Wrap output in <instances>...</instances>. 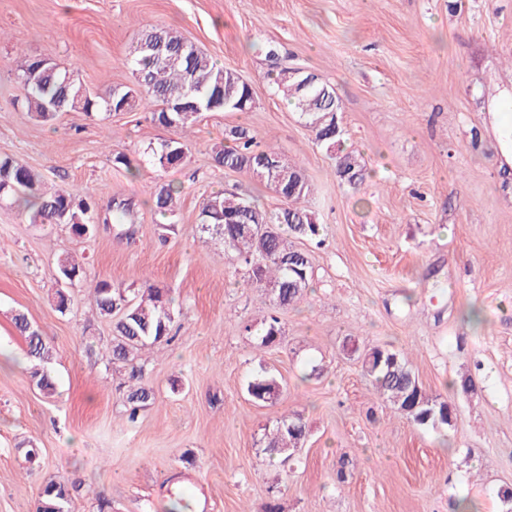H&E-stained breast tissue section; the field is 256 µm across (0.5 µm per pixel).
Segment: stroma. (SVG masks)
Masks as SVG:
<instances>
[{
	"instance_id": "stroma-1",
	"label": "stroma",
	"mask_w": 512,
	"mask_h": 512,
	"mask_svg": "<svg viewBox=\"0 0 512 512\" xmlns=\"http://www.w3.org/2000/svg\"><path fill=\"white\" fill-rule=\"evenodd\" d=\"M151 26L178 30L254 93L249 111L201 116L182 166L148 164L146 148L176 135L150 102L49 123L24 108L23 58H51L95 90L130 87L128 47ZM283 69L333 86L362 184L336 177L334 154L277 95ZM237 125L302 166L322 226L296 240L313 277L279 310L200 231L214 191L283 205L252 174L215 166ZM0 156L46 190L135 204L134 236L115 224L78 238L0 200V512H37L60 475L76 486L72 512H169L177 486L187 512H512V0H0ZM167 184L181 189L169 233L150 208ZM68 256L113 287L171 291L173 339L136 360L154 392L136 418L111 320L90 289L60 279ZM19 312L53 350V396L31 377ZM274 314L279 340L261 346ZM352 339L406 355L454 407L452 425L395 415L345 351ZM261 372L282 387L269 404L246 392ZM297 417L301 447L269 456L265 433Z\"/></svg>"
}]
</instances>
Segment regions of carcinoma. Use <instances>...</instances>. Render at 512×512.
<instances>
[{"label":"carcinoma","instance_id":"cac0c4a2","mask_svg":"<svg viewBox=\"0 0 512 512\" xmlns=\"http://www.w3.org/2000/svg\"><path fill=\"white\" fill-rule=\"evenodd\" d=\"M128 57L134 67L135 86H110L101 92H87L76 98L82 82L69 71L28 58L21 66L20 82L25 91L27 110L42 121L54 119L60 112L97 111L131 112L141 100L155 106L151 120L163 127L185 132L201 113L215 103L216 112H247L254 98L250 84L218 64L181 33L162 27H149L132 42ZM273 85L292 109L305 118L315 133V140L326 149L337 152L336 176L351 186L366 179L367 169L360 153L342 147V130L336 121L340 111L335 90L321 82L301 90L296 79H288L282 70L273 77ZM186 104L188 112H169V105ZM231 145L215 152L216 165L231 171H250L253 136L250 130L237 125L225 131ZM262 153L279 158L294 176L292 183H282L271 175L263 181L283 200L288 212L268 211L232 193L216 191L203 199L201 232L224 244L228 259L245 268L246 282L270 292L276 306L288 307L309 287L312 265L308 254L292 244V240L319 236L321 227L313 220L314 212L304 203L312 189L302 167L286 159L276 146ZM150 164L160 170L182 165L187 159L185 144L175 138L163 140L150 148ZM180 190L172 185L158 189L153 207L167 223L165 231L174 230L175 200ZM15 196L25 205L32 224H64L77 237L92 235L97 224H132L133 209L129 202L111 201L102 209L98 203L76 190L60 188L50 194L41 192V178L27 164L11 157L0 158V196ZM288 215V222L280 216ZM63 281L73 286L82 283L86 271L82 264L67 258L59 260ZM93 297L99 314L116 318L114 339L110 348L112 363L131 364L137 352L148 344L170 341L175 316L171 299L160 288H149L133 297L112 288L107 281L96 282ZM16 328L26 344V354L38 363L51 359L52 351L36 328L21 313L14 316ZM363 375L375 391L407 420L420 426L449 425L454 411L446 402H439L423 391L407 359L389 349L370 348L359 352ZM132 384L128 386L126 403L128 418L133 420L140 408L153 398V390L142 383V372L131 369ZM247 393L258 404L271 403L280 394L276 378L260 374L247 385ZM305 437L300 421L284 419L267 436L266 450L283 453L298 447ZM75 486L58 479L47 482L41 492L38 512H56L54 507L69 512Z\"/></svg>","mask_w":512,"mask_h":512}]
</instances>
